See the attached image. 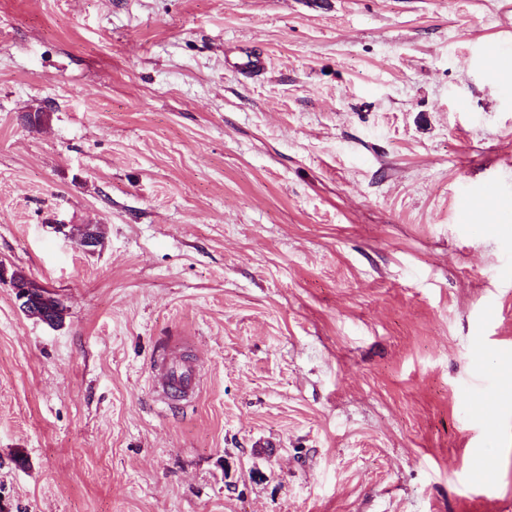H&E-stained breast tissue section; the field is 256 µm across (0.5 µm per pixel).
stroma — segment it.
<instances>
[{
  "label": "stroma",
  "instance_id": "stroma-1",
  "mask_svg": "<svg viewBox=\"0 0 512 512\" xmlns=\"http://www.w3.org/2000/svg\"><path fill=\"white\" fill-rule=\"evenodd\" d=\"M0 266L5 512H512V0H0ZM11 285L14 288L15 298L19 308L29 315V317L51 327L52 325H56L58 318L59 326L63 323L64 319L62 317L58 316L57 318L55 315L49 317L38 310L40 301L53 294L49 289L40 287L29 279H25L24 281L15 280L14 284L11 283ZM153 381L154 391L163 402L176 396L193 398L200 389L195 366L164 354L154 364Z\"/></svg>",
  "mask_w": 512,
  "mask_h": 512
}]
</instances>
